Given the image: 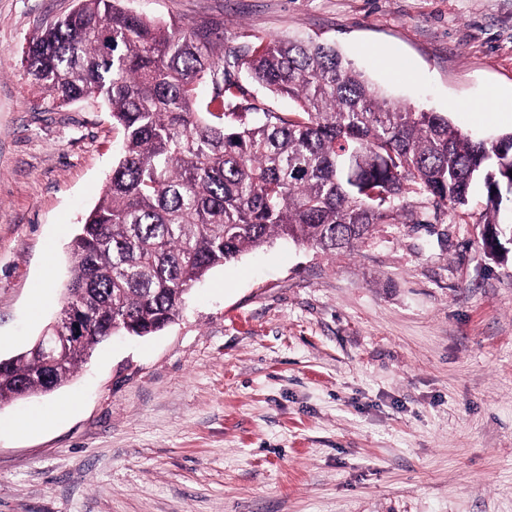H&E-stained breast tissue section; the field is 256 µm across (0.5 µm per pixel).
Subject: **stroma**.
<instances>
[{
	"mask_svg": "<svg viewBox=\"0 0 512 512\" xmlns=\"http://www.w3.org/2000/svg\"><path fill=\"white\" fill-rule=\"evenodd\" d=\"M225 52L302 36L389 100L476 139L512 131V0H122ZM77 0H0V359L62 306L71 242L121 132L57 107L23 64ZM330 255L274 240L213 269L179 319L100 345L76 377L0 407V512H512V250L466 206L403 199ZM71 408L52 416L53 405Z\"/></svg>",
	"mask_w": 512,
	"mask_h": 512,
	"instance_id": "1",
	"label": "stroma"
}]
</instances>
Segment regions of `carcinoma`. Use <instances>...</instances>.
I'll list each match as a JSON object with an SVG mask.
<instances>
[{
  "instance_id": "1",
  "label": "carcinoma",
  "mask_w": 512,
  "mask_h": 512,
  "mask_svg": "<svg viewBox=\"0 0 512 512\" xmlns=\"http://www.w3.org/2000/svg\"><path fill=\"white\" fill-rule=\"evenodd\" d=\"M25 62L54 104H108L123 141L72 243L63 305L84 313V338L51 366L29 349L5 360L0 406L57 390L111 336L163 330L209 270L248 250L283 238L351 251L378 224L412 221L407 192L454 209L480 180L485 250L512 239V132L473 140L443 113L391 103L332 46L274 38L228 56L203 27L79 0L32 36ZM239 69L299 118L242 105Z\"/></svg>"
}]
</instances>
